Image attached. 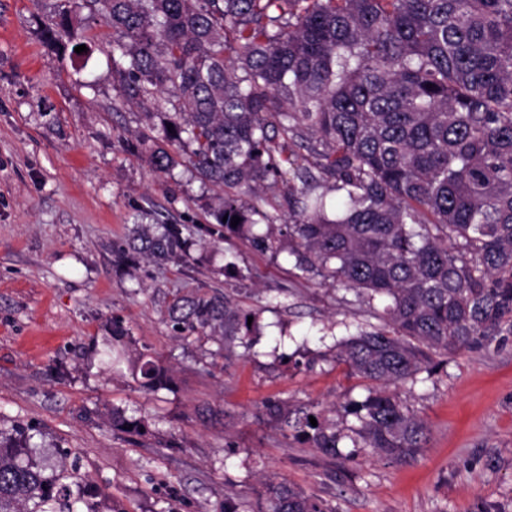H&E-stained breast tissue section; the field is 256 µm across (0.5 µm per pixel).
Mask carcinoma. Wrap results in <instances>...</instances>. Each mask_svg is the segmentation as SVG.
Wrapping results in <instances>:
<instances>
[{"label":"carcinoma","instance_id":"1","mask_svg":"<svg viewBox=\"0 0 512 512\" xmlns=\"http://www.w3.org/2000/svg\"><path fill=\"white\" fill-rule=\"evenodd\" d=\"M79 10L112 29L123 99L161 116L128 149L154 172L185 166L219 190L210 234L287 253L376 320L346 325L336 353L372 383L344 407L358 422L350 440L417 460L429 429L391 387L430 371L433 353L512 336V0H59L42 23L47 49L84 44ZM287 172L300 182L280 191L288 218L254 233L270 221L261 191ZM137 240L168 261L192 234L162 224ZM168 318L231 343L258 329L230 294L178 297ZM126 335L113 326L104 364ZM137 372L147 392L168 386L149 355ZM292 427L337 453L341 434L309 415ZM112 428L144 424L117 410ZM34 454L26 428L0 430V512H100L103 491L76 463ZM265 512L335 509L283 479L266 484Z\"/></svg>","mask_w":512,"mask_h":512}]
</instances>
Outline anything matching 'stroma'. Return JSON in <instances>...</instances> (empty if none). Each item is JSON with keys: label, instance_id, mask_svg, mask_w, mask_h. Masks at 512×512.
<instances>
[{"label": "stroma", "instance_id": "obj_1", "mask_svg": "<svg viewBox=\"0 0 512 512\" xmlns=\"http://www.w3.org/2000/svg\"><path fill=\"white\" fill-rule=\"evenodd\" d=\"M55 0H0V429L30 428L37 460L78 459L105 495L100 512H263L265 482L284 478L336 512H512V336L437 355L398 392L430 428L408 464L347 461L296 437L283 413L354 425L344 406L370 384L336 361L345 323L368 322L346 292L298 275L286 255L204 226L213 190L185 167L152 172L126 151L144 124L121 97L112 32L87 22L84 70L49 51L39 20ZM192 230L188 255L164 263L115 249L155 214ZM240 274H224L227 261ZM231 293L258 312L251 350L175 332L176 296ZM120 321L118 371L98 352ZM157 355L171 389L139 388V353ZM145 421L113 430V409Z\"/></svg>", "mask_w": 512, "mask_h": 512}]
</instances>
